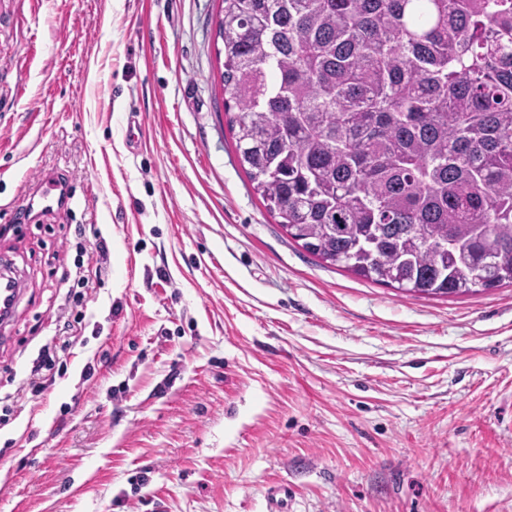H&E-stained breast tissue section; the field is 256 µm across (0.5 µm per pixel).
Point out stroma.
I'll return each instance as SVG.
<instances>
[{
    "instance_id": "35a3bbf8",
    "label": "stroma",
    "mask_w": 512,
    "mask_h": 512,
    "mask_svg": "<svg viewBox=\"0 0 512 512\" xmlns=\"http://www.w3.org/2000/svg\"><path fill=\"white\" fill-rule=\"evenodd\" d=\"M219 9L0 0V512H512V286L413 295L292 240L238 163ZM49 172L70 205L23 215ZM0 270V316L3 318L14 309L16 299L22 288H19V281L11 273H8V275L3 273V261Z\"/></svg>"
}]
</instances>
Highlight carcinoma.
I'll list each match as a JSON object with an SVG mask.
<instances>
[{
  "instance_id": "obj_1",
  "label": "carcinoma",
  "mask_w": 512,
  "mask_h": 512,
  "mask_svg": "<svg viewBox=\"0 0 512 512\" xmlns=\"http://www.w3.org/2000/svg\"><path fill=\"white\" fill-rule=\"evenodd\" d=\"M224 112L268 212L329 267L512 285V0H221Z\"/></svg>"
}]
</instances>
